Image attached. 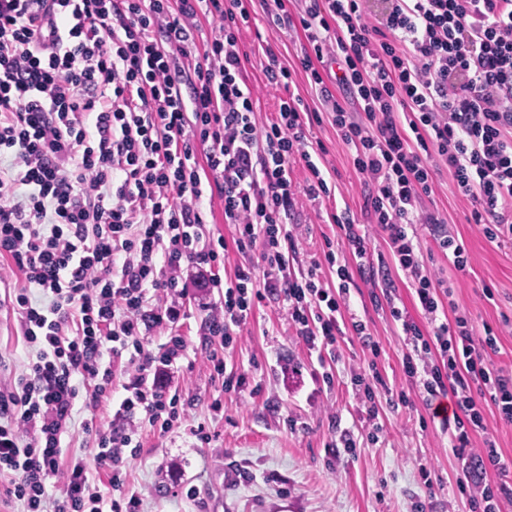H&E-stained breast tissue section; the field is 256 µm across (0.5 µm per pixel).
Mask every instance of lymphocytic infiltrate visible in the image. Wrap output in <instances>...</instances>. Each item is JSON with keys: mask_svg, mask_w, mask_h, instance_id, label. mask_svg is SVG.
Wrapping results in <instances>:
<instances>
[{"mask_svg": "<svg viewBox=\"0 0 512 512\" xmlns=\"http://www.w3.org/2000/svg\"><path fill=\"white\" fill-rule=\"evenodd\" d=\"M301 2L300 65L325 110L282 98L261 127L243 76L251 15L242 0H0V156L9 158L0 166V260L23 280L9 303L32 352L25 372L0 386V478L24 512H140L135 491L105 503L84 458L62 462L61 438L79 382L93 403L113 385L108 352L127 364L118 422L95 434L113 487L123 489L140 428L166 431L181 419L171 380L194 303L184 268L221 293L220 304L198 303L208 343L232 345L268 299L309 352L336 350L350 263L365 259L369 237L353 217H336L339 239L297 272L288 226L300 197L329 192L308 150L310 127L326 115L354 150L370 223L411 278L416 314L396 306L392 281L382 291L401 325L403 373L426 406L453 397L440 428L462 466L470 512L512 505V458L483 413L492 402L512 424V372L486 358L493 330L477 334L461 313L444 320L454 287L429 275L415 233L432 227L455 270L466 271L464 242L423 208L445 168L484 236L512 244V0H386L373 22L363 0ZM203 19L219 27L196 58L188 41ZM335 84L353 108L336 99ZM301 162L312 175L302 190L292 179ZM205 172L232 241L206 227ZM230 244L250 260L223 277ZM325 267L336 285L324 282ZM157 330L166 340L152 354L144 340ZM57 477L63 492L52 500L47 485Z\"/></svg>", "mask_w": 512, "mask_h": 512, "instance_id": "obj_1", "label": "lymphocytic infiltrate"}]
</instances>
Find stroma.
I'll list each match as a JSON object with an SVG mask.
<instances>
[{"label":"stroma","mask_w":512,"mask_h":512,"mask_svg":"<svg viewBox=\"0 0 512 512\" xmlns=\"http://www.w3.org/2000/svg\"><path fill=\"white\" fill-rule=\"evenodd\" d=\"M286 8L290 25L278 27L268 22L261 0H248L251 22L243 31L248 54L244 75L258 96L260 124L271 118L279 96L266 85L268 46L292 73L290 93L309 108L322 107L299 64L303 38L292 27L299 0H288ZM310 135L325 148L314 161L331 194L302 200L298 208L299 267L308 265L323 235H336L333 214L348 211L357 222L367 221L362 211L364 184L353 167V148L327 121L313 126ZM424 205L447 219L449 230L468 251L467 271L457 273L434 235L418 226L425 266L453 283L458 312L468 314L476 328L494 329L497 347L486 357L493 366L512 371V246L491 243L483 236L471 219L470 201L457 192L448 171L437 175ZM354 282L348 296L350 311L366 323L379 350L371 352L353 336L341 342L337 355L325 359V369L334 379L330 386L289 374V367L308 365V351L289 328L282 307L266 300L238 329L233 346L223 351L227 369L246 378L241 389L224 391L212 377L203 345L206 314L192 310L181 328L186 352L172 380L187 405L186 418L166 433L144 429L141 453L125 467L126 487L143 494L142 512H413L419 501L426 512H468L457 490L460 464L420 399L397 407L387 403L385 395H377L379 429L363 419L351 387L355 373L373 363L394 390L408 389L409 384L401 366L400 327L387 310L374 306L369 281L358 276ZM17 285L10 270L0 271V362L14 373L28 363L29 350L1 300ZM487 287L493 299L485 298ZM125 396L117 383L97 405L78 397L74 424L61 438L64 456L76 453L86 459L91 479L108 501L119 493L109 483L111 467L96 456L91 431L111 429ZM217 398L223 409L216 413L211 404ZM200 424L210 429V443L193 436ZM342 428L352 433L353 453L333 448ZM424 469L431 485H424L420 477Z\"/></svg>","instance_id":"stroma-1"}]
</instances>
